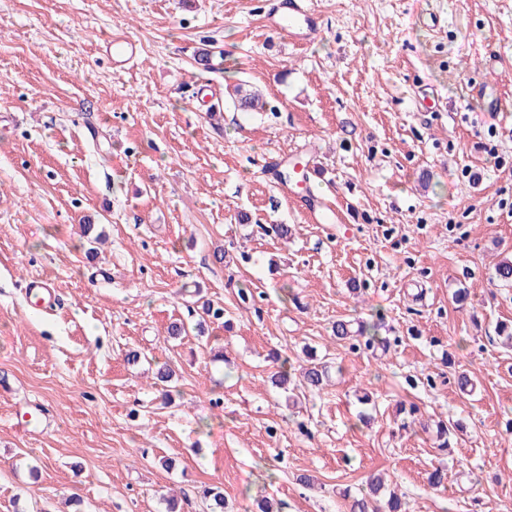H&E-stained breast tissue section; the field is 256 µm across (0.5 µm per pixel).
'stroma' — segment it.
<instances>
[{"label": "stroma", "instance_id": "35a3bbf8", "mask_svg": "<svg viewBox=\"0 0 512 512\" xmlns=\"http://www.w3.org/2000/svg\"><path fill=\"white\" fill-rule=\"evenodd\" d=\"M265 2L0 0V512H206L213 486L224 512H349L373 474L408 512H512V0H314L304 48ZM240 83L268 111L234 110ZM276 154L314 155L344 223L283 197ZM308 346L329 378L293 404L272 357ZM106 51L112 56L115 68H125L137 59L136 43L124 37H112L106 45ZM29 292L27 294L28 302L32 307L40 310L51 309L55 303V296L50 291L45 281L41 279H32L29 286Z\"/></svg>", "mask_w": 512, "mask_h": 512}]
</instances>
